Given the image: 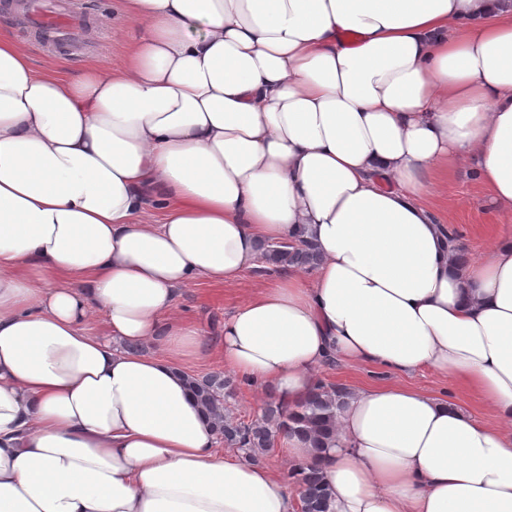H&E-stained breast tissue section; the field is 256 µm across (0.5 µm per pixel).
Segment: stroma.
I'll return each instance as SVG.
<instances>
[{
	"label": "stroma",
	"mask_w": 512,
	"mask_h": 512,
	"mask_svg": "<svg viewBox=\"0 0 512 512\" xmlns=\"http://www.w3.org/2000/svg\"><path fill=\"white\" fill-rule=\"evenodd\" d=\"M58 11L77 18V35L66 46H57L34 35L22 22L21 12L0 9V27L8 31L27 49L35 67L53 64L71 76L85 67L106 64L120 67L126 61L127 40L141 31L130 19L120 20L123 35H115L100 24V18L112 10L113 0H50ZM431 201L439 215L456 230L467 257L477 255L492 233L504 224L506 217L491 200L488 191L474 178L469 168L458 165L445 173L431 176ZM263 270L248 271L240 280L227 284L196 282L186 286L178 300L180 311L199 324L207 345L217 346L224 317L238 304L264 285ZM325 383L356 388L374 383H400L422 391L441 394L446 384L432 371L423 370L411 376H397L369 366L327 365L317 372Z\"/></svg>",
	"instance_id": "35a3bbf8"
}]
</instances>
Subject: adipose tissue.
<instances>
[{"instance_id": "ef3b65f1", "label": "adipose tissue", "mask_w": 512, "mask_h": 512, "mask_svg": "<svg viewBox=\"0 0 512 512\" xmlns=\"http://www.w3.org/2000/svg\"><path fill=\"white\" fill-rule=\"evenodd\" d=\"M114 11L144 27L125 65L70 78L0 31V512H296L218 450L178 365L208 353L182 289L262 267L263 241L319 261L225 316V367L292 411L331 360L430 370L496 417L347 391L324 449L280 441L331 512H512V229L459 263L426 200L465 164L512 216V0Z\"/></svg>"}]
</instances>
